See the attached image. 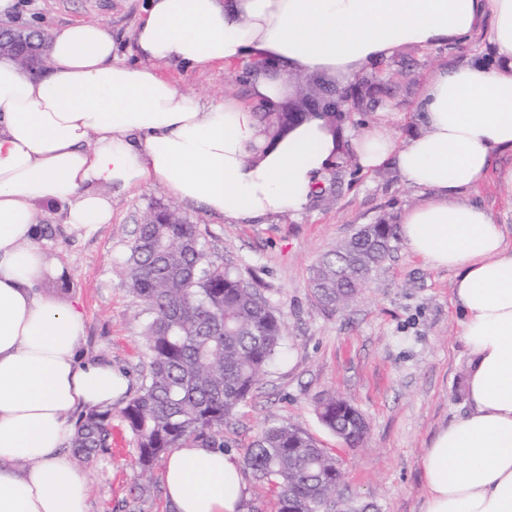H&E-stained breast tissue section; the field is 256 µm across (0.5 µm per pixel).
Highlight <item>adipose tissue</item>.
<instances>
[{"label":"adipose tissue","instance_id":"ef3b65f1","mask_svg":"<svg viewBox=\"0 0 512 512\" xmlns=\"http://www.w3.org/2000/svg\"><path fill=\"white\" fill-rule=\"evenodd\" d=\"M491 16L497 64L441 68L424 85L418 131L361 134L355 162L395 166L429 190L399 233L436 268L456 270L467 349V414L426 448L422 512H512V244L464 192L512 152V0H147L134 32L141 61L118 56L102 24L46 36L45 69L0 54V512H89L67 446L75 412H102L129 386L106 361H81L83 313L40 293L51 260L39 209L65 224L110 223L112 194L153 181L230 224L305 211L340 157L331 118L316 114L270 139L253 103L281 111L294 76L344 82L407 45L467 39ZM253 64L252 104L203 103L162 66ZM176 512H244L238 458L217 448L167 455Z\"/></svg>","mask_w":512,"mask_h":512}]
</instances>
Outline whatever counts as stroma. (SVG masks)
Returning <instances> with one entry per match:
<instances>
[{"label": "stroma", "mask_w": 512, "mask_h": 512, "mask_svg": "<svg viewBox=\"0 0 512 512\" xmlns=\"http://www.w3.org/2000/svg\"><path fill=\"white\" fill-rule=\"evenodd\" d=\"M144 5L145 0H16L8 23L44 31L98 22L121 57L135 64L133 36ZM489 29L485 16L467 41L406 47L369 69L395 138L413 130L421 89L438 68L495 66ZM162 72L206 101L227 96L250 101L236 67L169 65ZM510 166L511 152L495 155L486 180L463 200L489 212L512 239V187L498 178L499 169ZM427 196L407 185L396 168L364 173L349 166L333 198L264 224H229L202 205H180L199 225L209 261L245 278L257 273L284 326L258 389L224 426L225 451L244 458L255 435L271 423L307 432L341 465L340 512H421L419 460L433 437L468 410V357L453 303L455 270L432 267L401 243L343 309L323 307L309 285L313 265L361 225L384 217L398 223ZM171 200L159 183L148 182L113 196L111 223L75 230L52 208L41 219L49 227L43 246L68 277L64 288L43 282V293L63 305L78 304L84 314L83 354L112 362L128 375L134 391L148 370L144 332L153 314L125 287L124 262L143 216ZM334 394L346 398L370 426L357 447L347 446L318 417V402ZM162 472L158 463L150 477H142L136 439L120 414H113L108 447L84 469L90 512H172Z\"/></svg>", "instance_id": "35a3bbf8"}]
</instances>
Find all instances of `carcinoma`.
Masks as SVG:
<instances>
[{
  "label": "carcinoma",
  "mask_w": 512,
  "mask_h": 512,
  "mask_svg": "<svg viewBox=\"0 0 512 512\" xmlns=\"http://www.w3.org/2000/svg\"><path fill=\"white\" fill-rule=\"evenodd\" d=\"M309 116L264 112L274 134ZM396 225L375 224L371 237L336 245L314 265L310 287L326 308L353 301L394 249ZM125 283L154 311L145 343L149 370L120 415L134 434L141 471L174 448H224V423L258 388L284 328L256 283L206 260L198 225L174 204L144 217L124 264ZM322 424L357 444L369 426L347 400L318 403ZM112 413L91 412L75 423L70 442L89 465L107 446ZM253 475L278 489L277 512H326L338 492L336 457L307 433L271 424L245 457Z\"/></svg>",
  "instance_id": "carcinoma-1"
}]
</instances>
